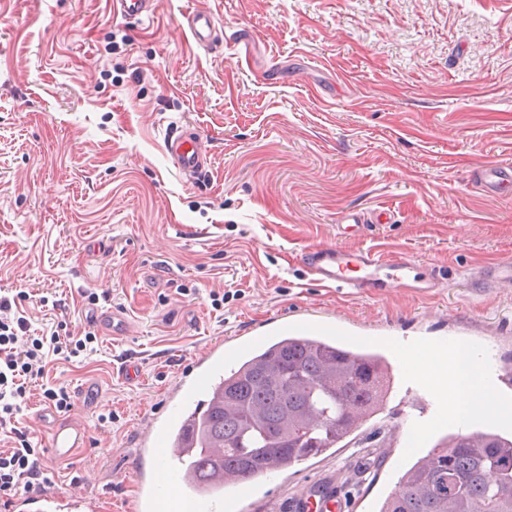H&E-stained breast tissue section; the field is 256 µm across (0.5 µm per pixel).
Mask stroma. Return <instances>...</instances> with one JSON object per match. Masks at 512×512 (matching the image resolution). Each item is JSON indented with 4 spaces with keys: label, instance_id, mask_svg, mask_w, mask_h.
I'll return each instance as SVG.
<instances>
[{
    "label": "stroma",
    "instance_id": "obj_1",
    "mask_svg": "<svg viewBox=\"0 0 512 512\" xmlns=\"http://www.w3.org/2000/svg\"><path fill=\"white\" fill-rule=\"evenodd\" d=\"M196 10L213 14L218 44L192 37ZM188 125L208 149L191 183L166 152ZM489 163L512 169V0H155L136 23L113 19L112 0H0V296L32 329L98 338L94 353L47 361L91 444L64 466L43 458L44 488L79 477L100 512H127L136 440L192 359L276 317L399 344L445 336L490 374L512 372V288L475 279L512 259V188L485 191ZM347 213L366 219L356 234L338 229ZM328 244L382 246L440 286L321 287L303 256ZM94 308L122 313L129 336L93 323ZM130 354L134 383L117 373ZM394 376L354 437L247 483L251 512H287L323 479L377 512L413 454L401 401L420 400L429 441L456 429ZM44 407L31 393L0 448L15 431L45 447Z\"/></svg>",
    "mask_w": 512,
    "mask_h": 512
}]
</instances>
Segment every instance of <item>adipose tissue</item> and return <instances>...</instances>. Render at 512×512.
Masks as SVG:
<instances>
[{
    "label": "adipose tissue",
    "mask_w": 512,
    "mask_h": 512,
    "mask_svg": "<svg viewBox=\"0 0 512 512\" xmlns=\"http://www.w3.org/2000/svg\"><path fill=\"white\" fill-rule=\"evenodd\" d=\"M401 353L405 368L414 378H447V386L435 388L447 418H461L477 411L496 415L512 405L505 400L491 401L487 376L466 346L436 350L422 345L405 346Z\"/></svg>",
    "instance_id": "ef3b65f1"
}]
</instances>
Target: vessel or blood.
Wrapping results in <instances>:
<instances>
[{"label": "vessel or blood", "mask_w": 512, "mask_h": 512, "mask_svg": "<svg viewBox=\"0 0 512 512\" xmlns=\"http://www.w3.org/2000/svg\"><path fill=\"white\" fill-rule=\"evenodd\" d=\"M151 0H113L112 8L127 21L149 15ZM190 32L198 43L208 42L214 28V18L206 11L189 15ZM166 150L183 176L192 177L203 168L202 145L195 134L179 132L170 136ZM307 263L315 281L326 288L364 291L396 286L426 296L438 282L434 277L416 272L406 258L387 259L379 251L347 249L338 245L322 246L308 251ZM483 280L492 285L512 284V260H503L482 268ZM264 338L256 331L234 337L231 346L212 345L189 369L178 390L179 400H189L193 393L212 389L224 375V359L234 356L237 349L255 345ZM40 421L48 432L47 454L57 463L70 462L76 451L89 441L82 425L65 422L42 413ZM194 444L188 416L179 410L167 412L164 419L155 420L150 432L140 441V454L151 455L155 468L150 480L141 484L134 502V512H248L242 501L225 497L223 481H216L215 491L190 493L185 489L183 458L191 456ZM297 512H346L347 503L335 484H323L321 492L299 499ZM9 512H98L97 500L80 483L64 492L44 490L18 496L8 505Z\"/></svg>", "instance_id": "b4317fda"}]
</instances>
